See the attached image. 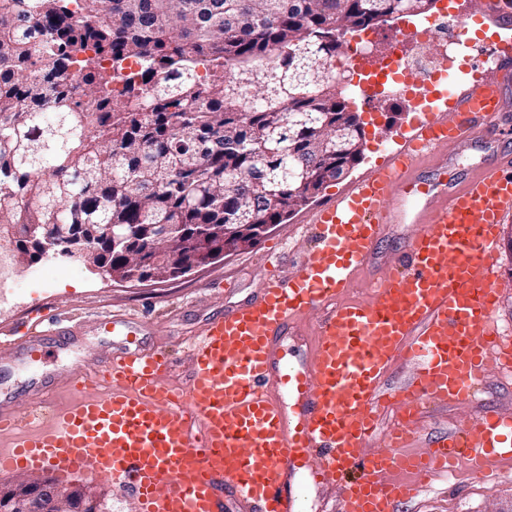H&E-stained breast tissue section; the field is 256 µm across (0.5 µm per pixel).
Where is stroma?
<instances>
[{
	"instance_id": "35a3bbf8",
	"label": "stroma",
	"mask_w": 512,
	"mask_h": 512,
	"mask_svg": "<svg viewBox=\"0 0 512 512\" xmlns=\"http://www.w3.org/2000/svg\"><path fill=\"white\" fill-rule=\"evenodd\" d=\"M415 118V113L403 112L400 103L385 104L374 124L366 128L367 147L358 165L344 177L328 182L312 204L296 209L257 245L224 260L164 281L118 282L102 272L59 259L58 270L48 284L24 291L11 303L0 306V327L51 307L62 314L73 334L63 341L48 337L43 356L26 362L15 358L11 344L0 341V399L24 413L44 402L58 412L78 404L81 394L74 383L75 368L107 361L124 342L123 337L106 332L101 325L102 317L115 311L130 317L146 347L171 355L169 379L173 384L185 385L190 371L188 346L207 320L256 294L264 281L266 264L292 272L309 246L301 224L312 205L336 196L386 155L400 150ZM420 230L417 224L386 225L382 249L368 268L355 276L349 297L369 301L372 280L388 270L395 254ZM491 262L499 290L496 318L501 331L512 334V251L498 244ZM487 404L512 412V389L493 375L484 380L474 401L427 414L415 430L414 448L427 450L434 436L465 424ZM501 470L496 480H474L465 475L452 484L447 478H438L414 502L405 504L402 512H512V464H502ZM68 480L101 495L109 512H139L136 501L112 476L83 472L69 475Z\"/></svg>"
}]
</instances>
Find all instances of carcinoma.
Returning <instances> with one entry per match:
<instances>
[{"instance_id": "obj_1", "label": "carcinoma", "mask_w": 512, "mask_h": 512, "mask_svg": "<svg viewBox=\"0 0 512 512\" xmlns=\"http://www.w3.org/2000/svg\"><path fill=\"white\" fill-rule=\"evenodd\" d=\"M420 0H0V238L112 225L86 263L176 272L281 224L336 179L344 114L331 61L355 26ZM75 66L79 82L64 83ZM203 67L204 74L197 72Z\"/></svg>"}]
</instances>
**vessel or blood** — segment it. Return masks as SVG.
Here are the masks:
<instances>
[{
	"mask_svg": "<svg viewBox=\"0 0 512 512\" xmlns=\"http://www.w3.org/2000/svg\"><path fill=\"white\" fill-rule=\"evenodd\" d=\"M473 69L469 87L413 124L399 151L308 213L311 245L292 273H268L252 299L209 320L185 386L169 384L167 354L127 344L102 365L78 367L83 400L49 414L37 433L0 401V434L14 437L0 471L91 467L117 478L139 512H305L312 486L328 490L334 512H401L460 461L482 473L512 463V416L493 406L436 435L427 452L405 449L427 410L473 400L489 374L512 378L490 262L512 220V85L503 78L512 46ZM473 150L486 160L462 173L453 158ZM430 157L439 166L418 175ZM387 221L424 231L370 301L346 300ZM316 310L310 353L285 359V336ZM47 328L69 333L50 308L13 325L16 357L35 359ZM404 369L387 392L388 375ZM394 400L402 423L379 434Z\"/></svg>",
	"mask_w": 512,
	"mask_h": 512,
	"instance_id": "obj_1",
	"label": "vessel or blood"
}]
</instances>
